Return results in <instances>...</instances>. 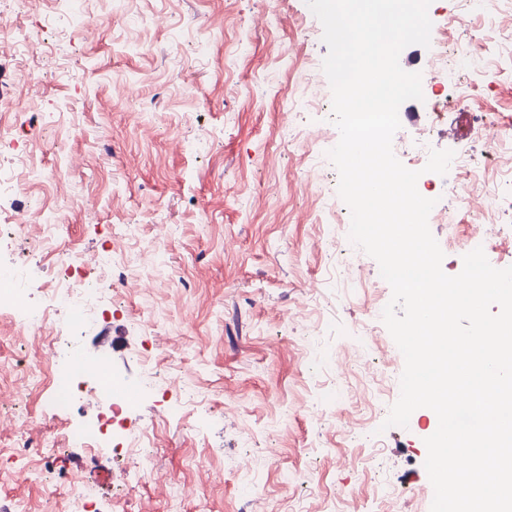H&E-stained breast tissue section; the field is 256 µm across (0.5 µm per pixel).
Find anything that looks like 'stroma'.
Masks as SVG:
<instances>
[{
	"mask_svg": "<svg viewBox=\"0 0 512 512\" xmlns=\"http://www.w3.org/2000/svg\"><path fill=\"white\" fill-rule=\"evenodd\" d=\"M86 9L91 26L64 39L51 24L57 0L0 15V26L41 41L22 65L0 54V124L61 185L27 179L25 190L0 198V222L35 209L58 215L69 253L128 252L136 282L115 274L99 297L111 317L76 334L55 327L34 336L0 315V395L33 420L38 443L61 449L71 480L98 485L97 512H431L432 417L416 411L407 427L383 431L368 423L351 445L341 424L310 414L346 380L353 391L336 412L357 415L368 376L383 370L377 410L387 418L405 361L384 327L363 353L359 331L389 303L391 287L377 261L342 236L349 208L334 165L288 140L294 126L339 135L322 69L328 48L307 0H87ZM461 11L460 0H432L439 40L401 52V67L423 84L440 80L428 60L454 45ZM475 27L472 95L443 106L429 137L434 150L478 147L480 184L450 175L434 190L443 219L430 231L450 276L461 272L464 249L448 245L449 225L467 237L468 199L512 167L507 153L481 150L482 132L467 118L512 120V0ZM24 68L41 82L37 117L25 106ZM121 74L128 87L116 84ZM307 74L321 106L302 112L295 103ZM41 231L33 223L0 239V268L38 282L33 305L54 274V254L29 249ZM59 339L104 358L138 389L128 425L153 431L154 476L110 451L91 458L63 442L96 408L80 398L46 415L48 388L25 377L26 367L50 362ZM36 463L19 455L0 467V512H66L64 496L25 480Z\"/></svg>",
	"mask_w": 512,
	"mask_h": 512,
	"instance_id": "35a3bbf8",
	"label": "stroma"
}]
</instances>
